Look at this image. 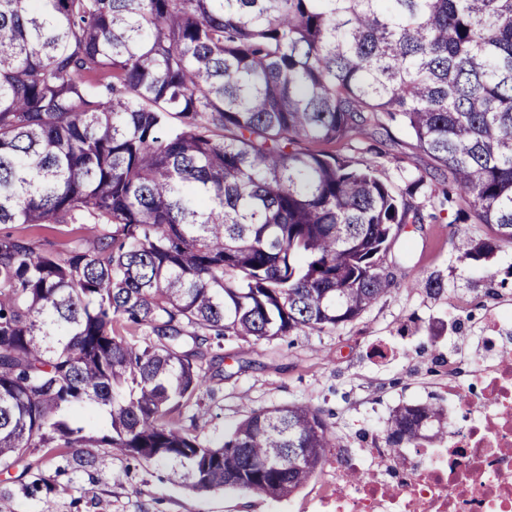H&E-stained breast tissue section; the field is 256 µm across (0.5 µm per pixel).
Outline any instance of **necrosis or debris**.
I'll return each mask as SVG.
<instances>
[{"instance_id":"4bbe7bcc","label":"necrosis or debris","mask_w":512,"mask_h":512,"mask_svg":"<svg viewBox=\"0 0 512 512\" xmlns=\"http://www.w3.org/2000/svg\"><path fill=\"white\" fill-rule=\"evenodd\" d=\"M449 410L466 409L468 424L442 445L408 456L397 479H371L380 454L350 457L321 512H512V354L482 372L479 393L467 395L448 375Z\"/></svg>"}]
</instances>
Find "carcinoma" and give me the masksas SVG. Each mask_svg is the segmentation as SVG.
<instances>
[{
  "label": "carcinoma",
  "instance_id": "1",
  "mask_svg": "<svg viewBox=\"0 0 512 512\" xmlns=\"http://www.w3.org/2000/svg\"><path fill=\"white\" fill-rule=\"evenodd\" d=\"M383 117L434 164L404 192L309 148ZM425 187L464 258L512 245V0H0V224L93 232L62 253L0 235V469L108 447L196 492L293 494L337 447L320 411H252L217 445L174 420L201 334L357 319ZM444 418L396 409L385 447L441 442Z\"/></svg>",
  "mask_w": 512,
  "mask_h": 512
}]
</instances>
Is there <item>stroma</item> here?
<instances>
[{"instance_id": "35a3bbf8", "label": "stroma", "mask_w": 512, "mask_h": 512, "mask_svg": "<svg viewBox=\"0 0 512 512\" xmlns=\"http://www.w3.org/2000/svg\"><path fill=\"white\" fill-rule=\"evenodd\" d=\"M375 151H366L367 142ZM336 144L337 154L383 169L396 188L432 170L431 159L400 127ZM423 221L404 225L386 256L394 285L356 320L323 333L254 342L209 337L214 361L198 403L176 420L200 440L217 443L250 411L303 404L318 409L337 446L301 489L284 498L244 490L197 494L171 484L165 467L119 452L93 449L92 462L76 464L72 450L35 448L0 472V512H317L316 502L335 492L336 473L348 455L383 447L387 419L401 405L445 404L448 363L458 361L462 381L473 379L482 352L478 339L499 312L512 313V247L489 265L461 260L452 212L435 209L428 190L413 197ZM13 234L45 248L63 249L89 237L82 224H12ZM497 273L488 280L487 270ZM440 277L429 292L424 281Z\"/></svg>"}]
</instances>
